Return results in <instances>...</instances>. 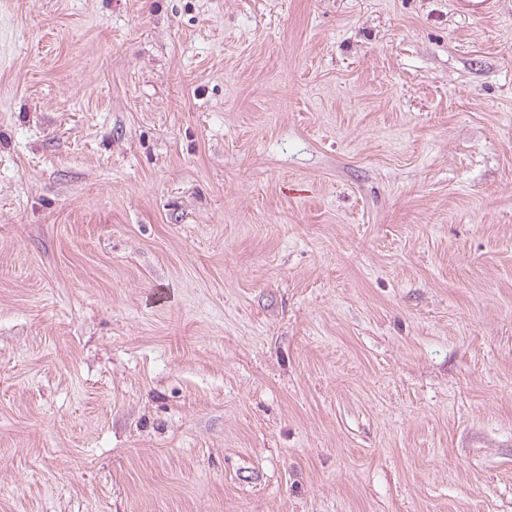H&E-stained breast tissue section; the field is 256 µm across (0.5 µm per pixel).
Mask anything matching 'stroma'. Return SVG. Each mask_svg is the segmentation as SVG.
<instances>
[{"label": "stroma", "instance_id": "obj_1", "mask_svg": "<svg viewBox=\"0 0 512 512\" xmlns=\"http://www.w3.org/2000/svg\"><path fill=\"white\" fill-rule=\"evenodd\" d=\"M0 512H512V0H0Z\"/></svg>", "mask_w": 512, "mask_h": 512}]
</instances>
